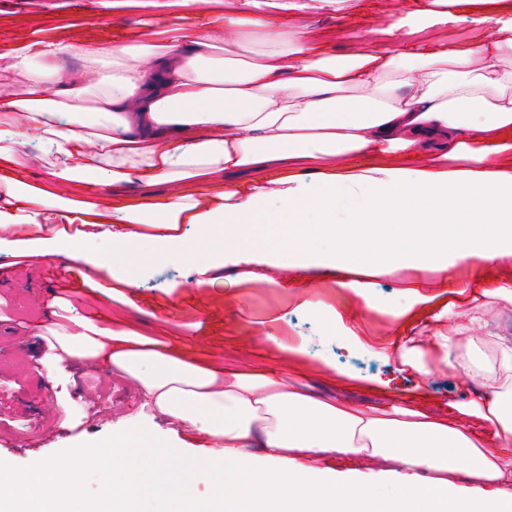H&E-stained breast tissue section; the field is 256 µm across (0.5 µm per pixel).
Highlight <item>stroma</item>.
Listing matches in <instances>:
<instances>
[{
  "instance_id": "1",
  "label": "stroma",
  "mask_w": 512,
  "mask_h": 512,
  "mask_svg": "<svg viewBox=\"0 0 512 512\" xmlns=\"http://www.w3.org/2000/svg\"><path fill=\"white\" fill-rule=\"evenodd\" d=\"M392 0H337L332 11L305 10L302 20L335 32L333 45L345 54L359 45L384 48L389 38L374 34ZM88 0H0V52L19 49L53 34L124 43L130 33L151 35L175 20L172 7H131L113 13L103 0L99 20L88 23ZM112 189L82 183L63 186L41 223L64 225L70 209L92 202L111 209ZM143 236L121 251L107 240H71L61 252L28 255L24 263L0 253V460L16 477L35 467L70 458L82 447H108L138 432L150 433L159 448L180 449L186 458L214 454L215 441L174 425L146 405L132 382L113 372L81 371L66 364L47 382L46 345L35 323L56 329L90 320L116 331L138 333L156 345L185 347L197 364H214L249 375L268 366L284 371L289 383L316 393L358 401L391 400L397 405L456 417L473 388L455 370L432 362L429 376L400 366L403 346H426L428 328L415 337L399 333L400 306L421 313L448 301L463 307L467 294H441L434 274L415 279L400 269L356 275L357 289L336 285L334 270L310 267L298 273L268 269V281L249 280L250 265L225 259L200 271L198 257L210 253L224 229L187 225L184 240L167 249L144 227ZM99 254L110 266L134 274L132 285L106 271L85 273L67 254ZM482 282L502 288L487 307L495 329L512 336V265L482 262ZM78 293L75 303L60 299ZM374 309H348L358 295Z\"/></svg>"
}]
</instances>
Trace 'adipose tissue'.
I'll return each mask as SVG.
<instances>
[{
    "mask_svg": "<svg viewBox=\"0 0 512 512\" xmlns=\"http://www.w3.org/2000/svg\"><path fill=\"white\" fill-rule=\"evenodd\" d=\"M408 12L385 28L390 50L362 46L344 55L325 35L265 0H224L207 33L174 22L161 42L117 45L54 35L0 53V251L47 252L59 229L35 208L63 182L113 186L168 183L173 197L124 201L84 221L120 249L153 220L166 230L219 224L224 250L238 261L256 254L275 265L434 271L440 287L469 259L512 257V166L489 169L497 141L512 133V0H484L497 23L476 43L432 34L448 25L447 0ZM75 56L92 72L64 69ZM35 137L62 158L44 188L25 189ZM470 169L451 174L440 158ZM367 157L352 172L349 162ZM335 159L311 172L309 160ZM287 215L267 221V202ZM126 223L123 231L114 222ZM485 292L470 308L434 313L447 329L427 349L410 348L404 365L430 373V360L483 390L468 425L420 410L398 418L391 405L353 404L288 386L269 369L259 379L203 367L175 350L144 351L111 328L47 337V368L79 362L128 377L164 414L217 439L221 451L190 463L179 449L142 444L143 469L128 466L125 443L83 448L19 480L0 460V503L17 512H140L142 472L159 474L155 492L175 512H512V337L491 326ZM336 454L377 461L378 470L339 473L318 467ZM97 462L104 494L86 500L70 477L74 463ZM397 474L389 498L375 484ZM209 476L211 491L193 486Z\"/></svg>",
    "mask_w": 512,
    "mask_h": 512,
    "instance_id": "adipose-tissue-1",
    "label": "adipose tissue"
}]
</instances>
